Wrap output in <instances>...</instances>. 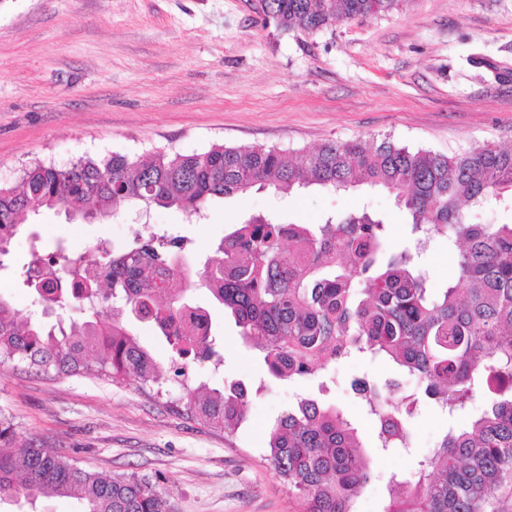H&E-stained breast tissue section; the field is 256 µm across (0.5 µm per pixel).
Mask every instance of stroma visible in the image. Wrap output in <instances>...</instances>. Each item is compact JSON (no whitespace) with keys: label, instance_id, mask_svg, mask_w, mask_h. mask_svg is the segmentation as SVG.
Returning a JSON list of instances; mask_svg holds the SVG:
<instances>
[{"label":"stroma","instance_id":"obj_1","mask_svg":"<svg viewBox=\"0 0 512 512\" xmlns=\"http://www.w3.org/2000/svg\"><path fill=\"white\" fill-rule=\"evenodd\" d=\"M454 154L512 146V0H403L399 8L339 22L313 34L265 22L254 0H0V185L35 162L158 150L184 154L212 144L310 150L330 140L381 139ZM368 209L387 225V245L410 239L388 194L257 191L210 203L204 219L181 210L121 211L105 224H71L42 210L0 260V295L30 307L18 278L31 237L113 249L135 233L188 237V263L210 254L226 229L251 214L283 224H319ZM210 308L224 338L226 379L265 375L234 323ZM390 364L368 357L334 366L325 381L275 382L253 398L235 434L191 419L178 377L160 387L93 373L43 374L0 364V412L21 441L34 440L78 467L154 484L170 512H300L268 461V424L297 395L343 409L365 440L370 417L350 390L353 377L383 379ZM449 419L425 409L412 421L411 454L381 453L357 498V512H384L391 474L412 470Z\"/></svg>","mask_w":512,"mask_h":512}]
</instances>
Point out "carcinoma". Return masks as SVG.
Segmentation results:
<instances>
[{"instance_id":"obj_1","label":"carcinoma","mask_w":512,"mask_h":512,"mask_svg":"<svg viewBox=\"0 0 512 512\" xmlns=\"http://www.w3.org/2000/svg\"><path fill=\"white\" fill-rule=\"evenodd\" d=\"M262 16L282 31L312 33L343 20L390 12L401 0H262ZM381 189L410 217L413 246L388 249L385 224L363 210L323 224H280L252 216L234 224L196 272L242 339L262 354L267 377L312 380L355 353L387 359L400 377L382 385L356 378L351 389L375 427L377 448L408 453L411 419L426 403L463 422L407 474L387 483L384 512H487L512 481V224H483L477 211L512 200V149L492 145L452 156L389 138L327 142L294 159L276 147L214 144L191 154L159 150L143 160L114 152L68 166L37 162L14 186H0V257L43 209L72 224L104 223L121 209L177 208L190 216L212 200L253 190ZM458 248L452 277L439 288L417 261L431 242ZM191 240L164 233L136 237L124 251L57 243L44 255L31 244L25 284L37 299L84 316L45 325L0 295V363L44 374L95 372L142 385L161 365L140 324L163 336L187 409L200 422L233 433L246 405L266 388L192 383L185 368L223 357L206 312L191 305L184 259ZM405 378L416 379L410 391ZM478 395L483 414L465 419ZM265 452L299 499L301 512H357L372 460L342 411L301 397L267 430ZM69 497L79 512H169L156 487L135 477L83 470L33 442H18L0 415V503Z\"/></svg>"}]
</instances>
